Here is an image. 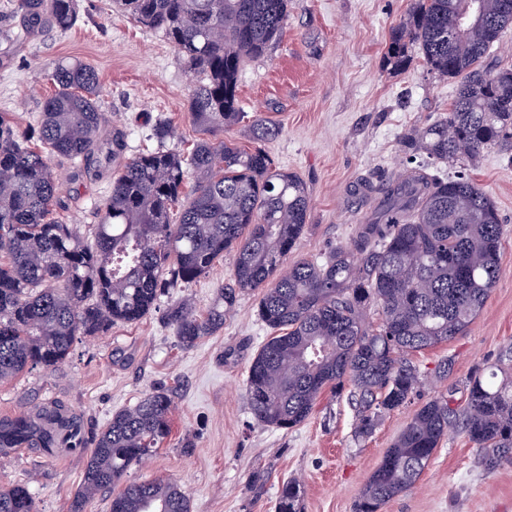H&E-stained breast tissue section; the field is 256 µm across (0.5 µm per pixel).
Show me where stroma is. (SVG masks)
Instances as JSON below:
<instances>
[{
	"label": "stroma",
	"mask_w": 512,
	"mask_h": 512,
	"mask_svg": "<svg viewBox=\"0 0 512 512\" xmlns=\"http://www.w3.org/2000/svg\"><path fill=\"white\" fill-rule=\"evenodd\" d=\"M411 2L288 0L282 38L240 70L237 93L246 117L227 138L251 149L254 119L273 121L280 132L265 148L308 187V226L288 262L348 243L373 216L377 186L408 168L403 133L446 114L457 95V80L431 77L421 58L398 73L384 64L392 31ZM61 59L96 67L101 109L110 125L127 131V156L157 148L151 125L159 117L173 127L167 149L187 153L199 139L188 114L183 61L161 33L122 15L112 0H80L71 30L35 32L0 54V112L12 113L20 127L33 124L55 91L51 73ZM52 165L65 202L60 217L90 232L111 174L81 172L57 159ZM470 175L502 217L499 277L462 334L414 354L423 383L413 405L385 413L366 439L354 434L347 397L328 391L295 428L257 422L245 381L270 332L256 316V294L240 295L216 333L191 348L179 343L167 309L187 298L207 312L231 278L229 255L191 287L169 289L138 322H116L103 335L79 338L57 370L35 369L1 383L0 419L59 404L80 417L90 440L114 412L162 389L173 396L171 434L148 460L130 467L128 480L179 483L191 512H275L283 483L297 480L301 512H355L416 406L440 394L464 403L468 379L512 351V155L488 150ZM445 360L452 367L443 374L438 366ZM86 460L83 453L50 457L23 448L0 463V488L28 484L37 512H69ZM380 512H512V464L486 471L467 439L449 434L416 485Z\"/></svg>",
	"instance_id": "stroma-1"
}]
</instances>
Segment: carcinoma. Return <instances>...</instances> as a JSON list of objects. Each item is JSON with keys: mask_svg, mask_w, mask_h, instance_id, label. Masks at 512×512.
I'll return each instance as SVG.
<instances>
[{"mask_svg": "<svg viewBox=\"0 0 512 512\" xmlns=\"http://www.w3.org/2000/svg\"><path fill=\"white\" fill-rule=\"evenodd\" d=\"M414 0L384 56L399 72L420 55L439 79L459 80L448 114L402 137L406 154L458 165L453 178L419 165L382 189L376 216L347 245L284 267L306 230V182L276 166L262 146L242 150L224 131L244 118L238 74L286 29L288 0H117L122 12L158 31L197 77L188 112L201 134L181 155L160 146L124 158L127 131L98 104L100 80L82 60L58 61L55 93L37 124L19 127L0 112V382L62 365L77 338L134 323L167 288L187 287L224 254L231 281L205 315L190 300L166 319L184 347L224 326L247 291L259 292L258 319L274 336L254 354L245 396L258 422L290 429L305 422L325 390L351 385L355 435L417 394L422 375L411 356L461 334L476 318L500 271L502 219L495 200L466 173L490 148L512 152V66L485 60L512 28V0ZM21 42L48 27L65 32L78 0H17ZM59 158L87 172L123 161L97 204L91 235L57 217ZM178 222H172L173 212ZM376 311L380 322L368 321ZM171 396L154 390L112 414L94 437L70 512H84L134 463L171 434ZM457 431L491 471L512 463V352L469 378L466 404L440 396L423 403L385 452L357 512L381 507L412 488L448 432ZM83 448L81 421L58 407L0 420V448ZM301 485H282L276 512H300ZM0 512H36L25 484L0 488ZM109 512H191L175 482H131Z\"/></svg>", "mask_w": 512, "mask_h": 512, "instance_id": "1", "label": "carcinoma"}]
</instances>
